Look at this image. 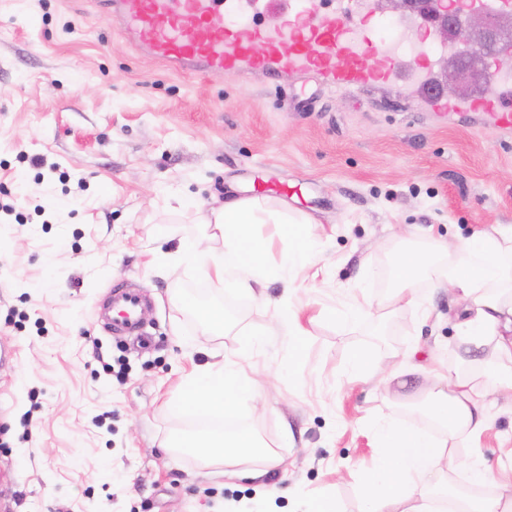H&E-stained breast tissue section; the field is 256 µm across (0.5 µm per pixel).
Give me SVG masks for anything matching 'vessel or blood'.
I'll return each mask as SVG.
<instances>
[{
	"instance_id": "obj_1",
	"label": "vessel or blood",
	"mask_w": 512,
	"mask_h": 512,
	"mask_svg": "<svg viewBox=\"0 0 512 512\" xmlns=\"http://www.w3.org/2000/svg\"><path fill=\"white\" fill-rule=\"evenodd\" d=\"M104 15L132 45L178 72L314 71L347 90L400 76L395 52L376 48L374 31L356 24L340 0H104ZM371 50L378 62L368 67ZM466 107L512 127V77L495 76ZM147 309L142 287L113 288L97 318L111 334L142 341Z\"/></svg>"
}]
</instances>
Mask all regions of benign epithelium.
Returning a JSON list of instances; mask_svg holds the SVG:
<instances>
[{
    "instance_id": "1",
    "label": "benign epithelium",
    "mask_w": 512,
    "mask_h": 512,
    "mask_svg": "<svg viewBox=\"0 0 512 512\" xmlns=\"http://www.w3.org/2000/svg\"><path fill=\"white\" fill-rule=\"evenodd\" d=\"M397 9L415 11L421 25L433 26L441 44L456 47L449 59L448 88L470 91L490 76L487 59L495 72L512 71V53L501 49L504 27L498 16L469 8L467 0H393Z\"/></svg>"
}]
</instances>
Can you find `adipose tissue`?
<instances>
[{"label":"adipose tissue","instance_id":"1","mask_svg":"<svg viewBox=\"0 0 512 512\" xmlns=\"http://www.w3.org/2000/svg\"><path fill=\"white\" fill-rule=\"evenodd\" d=\"M280 224L279 237L288 253L281 272L285 281L314 266L316 253L301 218L279 220L260 199H235L210 209L195 242H182L179 251L194 259L203 273L218 281L229 280L239 290L263 302L254 283L264 277L266 241L257 239L258 224ZM222 239V250L208 249ZM450 256L453 291L467 314L463 333L470 341H492L493 355L481 365L485 384L470 386L464 380L443 379L427 395V402L413 422L397 426L379 423L375 435L384 453L363 484V512H512V497L476 498L448 486L456 465L453 441L460 434L481 431L486 423L485 403L501 391L512 392V225L452 242L434 239L421 250H404L394 267V292L385 305H420L424 298L417 283L436 270L443 256ZM246 382L231 364L200 367L182 384L175 407L203 412L220 421L216 430L189 434L177 440L180 448L196 449L225 476L260 481L281 467L284 459L275 449L258 445L250 429L239 427L240 404ZM440 427L434 438L431 427Z\"/></svg>","mask_w":512,"mask_h":512}]
</instances>
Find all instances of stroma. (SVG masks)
<instances>
[{"label": "stroma", "mask_w": 512, "mask_h": 512, "mask_svg": "<svg viewBox=\"0 0 512 512\" xmlns=\"http://www.w3.org/2000/svg\"><path fill=\"white\" fill-rule=\"evenodd\" d=\"M233 197L311 219L317 263L291 305L310 332L301 358L276 328L279 275L258 305L194 262L157 261ZM0 203L13 208L0 217V512H303L310 495L360 512L383 453L373 425L411 421L408 396L429 382L349 381L351 352L475 381L487 350L464 353L461 306L434 278L418 283L426 316L375 306L341 330L323 312L363 282L389 295L407 228L423 241L512 224V128L436 110L409 75L348 92L313 74H176L94 0H0ZM122 281L153 305L148 348L97 321ZM243 326L264 334L261 354ZM226 357L254 381L243 426L285 457L260 484L170 445L204 428L175 391ZM486 411L457 456L492 471L477 495L512 496V393Z\"/></svg>", "instance_id": "1"}]
</instances>
